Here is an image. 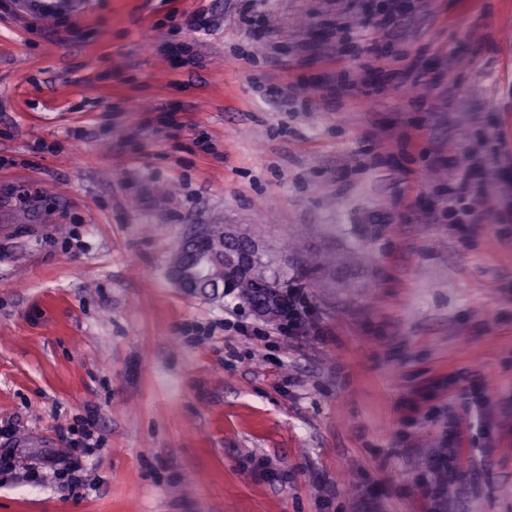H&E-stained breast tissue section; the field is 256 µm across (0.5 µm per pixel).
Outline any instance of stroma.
<instances>
[{"mask_svg":"<svg viewBox=\"0 0 512 512\" xmlns=\"http://www.w3.org/2000/svg\"><path fill=\"white\" fill-rule=\"evenodd\" d=\"M197 12L209 29L185 28ZM335 14L334 0L60 14L0 0V453L14 456L0 512H356L368 492L385 512H427L414 479L442 402L461 411L443 386L475 373L494 424L471 433L481 456L457 450L467 475L449 476L448 512H512V0L416 5L401 17L413 38L378 59L319 52ZM259 35L275 50L257 68L233 48ZM412 72L453 85V107L406 96ZM292 86L305 94L283 104ZM452 147L486 164L489 223L427 219L448 193L426 169ZM194 224L248 230L292 286L306 262L346 261L288 335L174 284ZM89 417L99 449L71 487L54 472ZM259 456L288 482L254 471Z\"/></svg>","mask_w":512,"mask_h":512,"instance_id":"stroma-1","label":"stroma"}]
</instances>
